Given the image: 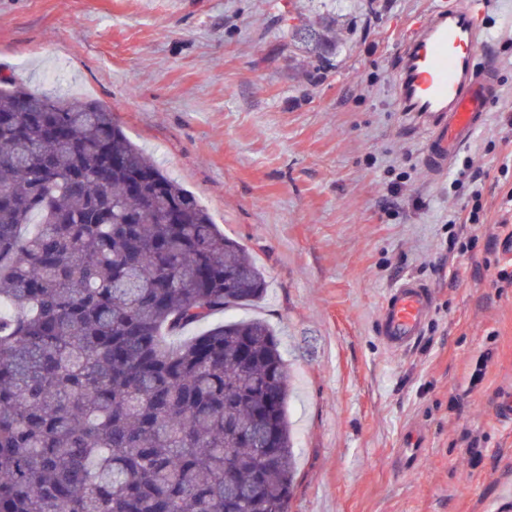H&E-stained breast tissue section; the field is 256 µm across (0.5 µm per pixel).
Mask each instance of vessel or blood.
<instances>
[{"label":"vessel or blood","instance_id":"vessel-or-blood-1","mask_svg":"<svg viewBox=\"0 0 512 512\" xmlns=\"http://www.w3.org/2000/svg\"><path fill=\"white\" fill-rule=\"evenodd\" d=\"M490 5L491 0H451L434 7L413 25L394 67L397 102L426 126V160L438 173L469 144L501 93L496 69L477 64L487 45L483 16ZM433 300L431 289L414 278L390 291L380 319L390 350L403 351L415 342Z\"/></svg>","mask_w":512,"mask_h":512}]
</instances>
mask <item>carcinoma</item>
<instances>
[{
	"instance_id": "cac0c4a2",
	"label": "carcinoma",
	"mask_w": 512,
	"mask_h": 512,
	"mask_svg": "<svg viewBox=\"0 0 512 512\" xmlns=\"http://www.w3.org/2000/svg\"><path fill=\"white\" fill-rule=\"evenodd\" d=\"M237 241L112 113L0 87V512H289L288 369Z\"/></svg>"
}]
</instances>
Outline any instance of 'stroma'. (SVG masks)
<instances>
[{
  "label": "stroma",
  "mask_w": 512,
  "mask_h": 512,
  "mask_svg": "<svg viewBox=\"0 0 512 512\" xmlns=\"http://www.w3.org/2000/svg\"><path fill=\"white\" fill-rule=\"evenodd\" d=\"M444 0H0V78L111 111L127 137L243 244L268 290L215 315L258 317L288 361L296 463L290 512H512V0L483 22L504 87L448 171L399 112L400 37ZM480 174L469 199L457 179ZM399 187L389 198L390 187ZM469 205L479 239L448 248ZM456 281H449V271ZM436 290L395 354L380 305L400 280ZM417 430L413 468L401 445ZM476 446H469V439Z\"/></svg>",
  "instance_id": "stroma-1"
}]
</instances>
